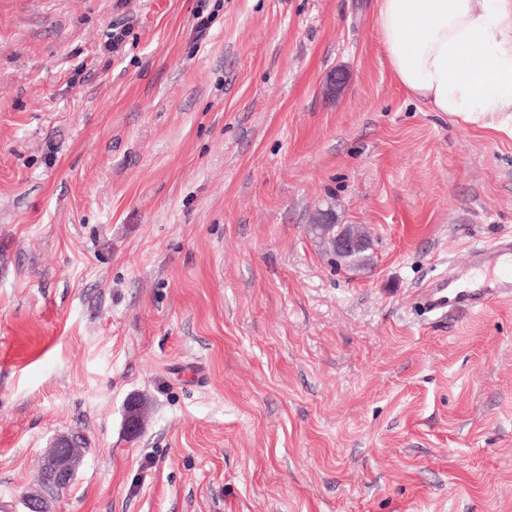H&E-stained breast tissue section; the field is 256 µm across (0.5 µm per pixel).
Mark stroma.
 <instances>
[{"label": "stroma", "mask_w": 512, "mask_h": 512, "mask_svg": "<svg viewBox=\"0 0 512 512\" xmlns=\"http://www.w3.org/2000/svg\"><path fill=\"white\" fill-rule=\"evenodd\" d=\"M507 233L512 136L414 98L376 0H0V500L78 433L53 512H512V298L420 304ZM316 224H332L328 228L330 230L329 233H326L323 238L317 237L319 242H323L320 247L327 248L328 242L326 238L330 235L332 236H340V235H348L351 237H358L362 239H366L365 236L359 231L356 225L354 224H335L336 220L333 213L329 210H321L318 213L317 219L315 221ZM367 240V239H366ZM332 251L334 253H345L341 255H335L345 266L349 267H359L365 259V252L369 249V246L365 249L358 250L365 246V242L357 239V238H348L347 236H340L338 238L331 239ZM358 250V251H355ZM354 251V252H350ZM350 252V253H347ZM340 264V265H341Z\"/></svg>", "instance_id": "1"}]
</instances>
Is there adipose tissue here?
<instances>
[{
  "mask_svg": "<svg viewBox=\"0 0 512 512\" xmlns=\"http://www.w3.org/2000/svg\"><path fill=\"white\" fill-rule=\"evenodd\" d=\"M390 70L431 111L512 131V0H376Z\"/></svg>",
  "mask_w": 512,
  "mask_h": 512,
  "instance_id": "1",
  "label": "adipose tissue"
}]
</instances>
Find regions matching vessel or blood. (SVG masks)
I'll list each match as a JSON object with an SVG mask.
<instances>
[{
    "mask_svg": "<svg viewBox=\"0 0 512 512\" xmlns=\"http://www.w3.org/2000/svg\"><path fill=\"white\" fill-rule=\"evenodd\" d=\"M510 253L512 237L471 249L461 273L438 278L422 289V305L430 314L446 316L463 309L477 311L490 301L512 298V272L494 271L499 257Z\"/></svg>",
    "mask_w": 512,
    "mask_h": 512,
    "instance_id": "vessel-or-blood-1",
    "label": "vessel or blood"
}]
</instances>
